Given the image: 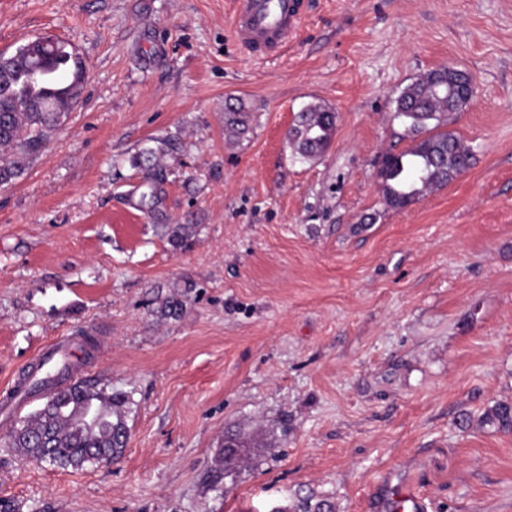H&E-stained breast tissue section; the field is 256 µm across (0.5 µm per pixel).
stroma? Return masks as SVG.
Returning a JSON list of instances; mask_svg holds the SVG:
<instances>
[{
  "instance_id": "35a3bbf8",
  "label": "stroma",
  "mask_w": 512,
  "mask_h": 512,
  "mask_svg": "<svg viewBox=\"0 0 512 512\" xmlns=\"http://www.w3.org/2000/svg\"><path fill=\"white\" fill-rule=\"evenodd\" d=\"M306 2L297 39L252 53L237 0H0V55L50 36L84 64L0 186V392L54 339H88L78 374L128 427L108 465L0 443L12 512H387L383 485L424 512H512V431L481 421L512 402V0ZM442 68L477 87L447 125L472 164L390 208L396 100ZM310 105L336 126L303 159L286 133ZM146 150L183 249L127 203ZM229 430L253 446L232 481Z\"/></svg>"
}]
</instances>
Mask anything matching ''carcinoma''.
Listing matches in <instances>:
<instances>
[{
  "label": "carcinoma",
  "instance_id": "carcinoma-1",
  "mask_svg": "<svg viewBox=\"0 0 512 512\" xmlns=\"http://www.w3.org/2000/svg\"><path fill=\"white\" fill-rule=\"evenodd\" d=\"M0 184L17 178L26 157L38 151L62 125L77 102L83 64L64 42L52 37L30 41L10 56L0 55ZM444 77L433 70L421 75L399 96L395 113L411 142L405 151L387 153L381 178L387 203L403 209L433 187L447 184L471 166L472 153L452 133L441 129L448 115V96L437 89ZM248 109L238 100L225 121L245 130ZM334 127L302 112L288 130V142L300 156L311 159L331 141ZM137 210L155 222L165 220V175L150 166L138 187ZM118 394L107 395L91 386L75 385L55 392L43 407L15 423L7 447L26 457L60 467H81L110 458L125 447L127 426ZM483 422L512 430V403L497 402Z\"/></svg>",
  "mask_w": 512,
  "mask_h": 512
}]
</instances>
